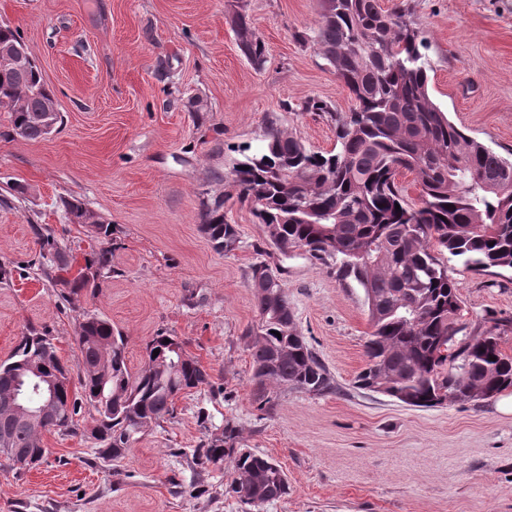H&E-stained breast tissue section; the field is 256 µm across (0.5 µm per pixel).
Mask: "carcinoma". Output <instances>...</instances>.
I'll return each mask as SVG.
<instances>
[{"mask_svg": "<svg viewBox=\"0 0 512 512\" xmlns=\"http://www.w3.org/2000/svg\"><path fill=\"white\" fill-rule=\"evenodd\" d=\"M237 45L255 67L265 63L266 46L244 10L232 17ZM311 41L326 64L352 95L350 111L336 112L322 100L299 105L334 125L336 145L314 152L292 133L269 121L264 144L246 154L232 171L239 198L261 200L259 223L273 227V246L286 253L294 247L336 266L337 276L361 288L371 327L366 365L355 387L385 393L413 407H435L447 400L490 399L512 388V357L500 348L501 323L461 335L457 287L434 251L445 252L479 270L512 269V160L466 135L432 101L430 65L421 48L409 7L399 2L381 7L379 0H320V22ZM55 101L35 60L25 76L0 70V112L8 114L14 135L38 140L45 136L31 113ZM409 174L419 188V205L407 202L399 177ZM400 205L401 211L395 210ZM69 220L92 217L76 199H61ZM202 230L213 249L238 247L235 225L224 221V198L204 205ZM39 255L60 258L50 230L35 229ZM112 253L101 249L85 260L72 279L61 276L62 298L99 283L89 271L111 272ZM258 331L250 351L258 409L268 413L278 390L312 395L340 390L335 378L300 335L288 292L267 265L251 268ZM82 363L81 395L71 392L70 371L57 354L53 337L30 329L9 357L0 362V431L7 430L12 454L4 456L14 475L13 457L34 459L44 448L43 434L75 431L74 416L82 405L96 412L93 436L96 458L118 462L113 452L130 448L144 431L173 419L175 398L208 383L209 373L190 357L175 336L159 333L147 345V360L137 372L126 363V339L112 323L88 314L75 338ZM159 354H153L154 350ZM59 373L67 385L56 391V407L33 427L11 420L14 398L32 368ZM237 426L226 421L221 433H205L193 449L194 474L207 465L233 463L234 476L224 495L242 499L249 475L259 478L265 505L286 495L281 466L268 457L235 447Z\"/></svg>", "mask_w": 512, "mask_h": 512, "instance_id": "1", "label": "carcinoma"}]
</instances>
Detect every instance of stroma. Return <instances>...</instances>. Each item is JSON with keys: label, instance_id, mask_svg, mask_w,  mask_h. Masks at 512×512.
I'll return each mask as SVG.
<instances>
[{"label": "stroma", "instance_id": "obj_1", "mask_svg": "<svg viewBox=\"0 0 512 512\" xmlns=\"http://www.w3.org/2000/svg\"><path fill=\"white\" fill-rule=\"evenodd\" d=\"M406 2L433 101L467 135L512 155V0ZM242 3L267 47L259 69L237 46L228 0H0V23L19 31L63 117L31 141L0 112V264L13 270L0 283V360L33 327L78 371L75 336L95 313L126 336L131 371L164 331L210 375L115 472L95 465L93 411L82 407L75 434L44 433L40 467L20 479L0 470V512H512V413L495 398L418 408L353 388L370 331L362 290L305 253L264 245L252 205L231 196V170L243 148L262 146L268 118L327 152L333 126L299 104H354L308 40L319 0ZM195 97L204 111H192ZM64 197L111 224V240L67 223ZM217 197L239 235L227 255L201 229L203 204ZM38 225L53 230L68 279L92 251L111 249L113 273L95 295L62 299L36 264ZM257 263L279 273L299 331L340 392L287 390L274 411H259L249 350ZM447 265L463 321L474 330L497 319L512 356V269ZM203 413L216 427L233 420L241 447L278 463L287 494L259 508L225 496L228 462L194 479L188 454L205 434Z\"/></svg>", "mask_w": 512, "mask_h": 512}]
</instances>
